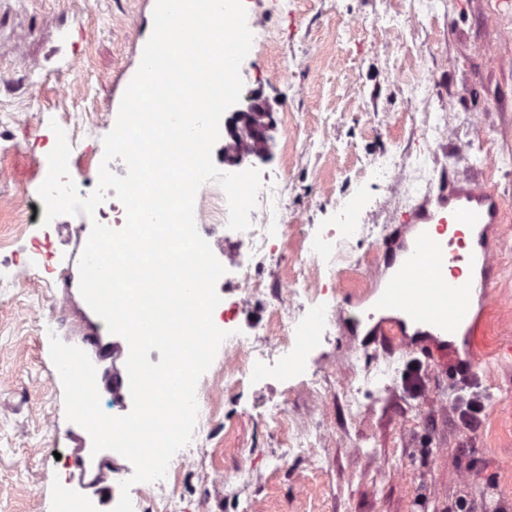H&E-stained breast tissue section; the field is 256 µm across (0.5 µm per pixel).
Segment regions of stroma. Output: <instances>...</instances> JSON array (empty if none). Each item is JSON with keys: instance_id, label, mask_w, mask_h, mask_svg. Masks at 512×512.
Instances as JSON below:
<instances>
[{"instance_id": "obj_1", "label": "stroma", "mask_w": 512, "mask_h": 512, "mask_svg": "<svg viewBox=\"0 0 512 512\" xmlns=\"http://www.w3.org/2000/svg\"><path fill=\"white\" fill-rule=\"evenodd\" d=\"M254 35L243 61L247 97L266 106L262 172L288 179L279 195L297 231L314 234L336 223L341 207L358 206L367 231L358 253L381 258L383 239L416 200L387 189L370 167L389 154L423 159L429 177L441 171L478 180L502 196L504 244L482 324L466 338L472 374L440 365L420 351L387 354L353 320L367 290L334 287L323 277L317 304L331 334L282 374L218 399L219 412L199 438L193 466L176 479L177 497L151 512H512V0H246ZM155 0H0V152L12 177L0 200L24 195L29 224H41L35 188L48 173L55 139L50 121L85 125L87 150L77 179L98 170L96 144L113 127L153 29ZM287 60L288 76L276 74ZM83 84L64 90L71 71ZM423 80L427 96L413 90ZM38 86L39 99L28 89ZM291 115L300 127L287 137ZM50 261L0 215V512H55L52 476L65 472L76 496L94 498L98 483L130 463L109 458L81 474L73 458L89 444L67 421L64 391L50 357V339L74 345L98 322L79 290L82 250L64 224L42 226ZM47 286L25 287L36 269ZM321 393H314V384ZM358 389L349 405L347 384ZM484 405L473 425L455 406ZM284 412L293 433L325 432L326 446L299 455L287 450L271 416ZM247 463L231 484L202 472Z\"/></svg>"}]
</instances>
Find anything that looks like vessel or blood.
Returning a JSON list of instances; mask_svg holds the SVG:
<instances>
[{
	"instance_id": "obj_1",
	"label": "vessel or blood",
	"mask_w": 512,
	"mask_h": 512,
	"mask_svg": "<svg viewBox=\"0 0 512 512\" xmlns=\"http://www.w3.org/2000/svg\"><path fill=\"white\" fill-rule=\"evenodd\" d=\"M502 221L495 189L441 172L385 238L390 275L377 305L385 318L372 328V342L387 350L412 345L409 327L432 341L458 332L472 334L488 303L497 249L487 242L488 225Z\"/></svg>"
}]
</instances>
